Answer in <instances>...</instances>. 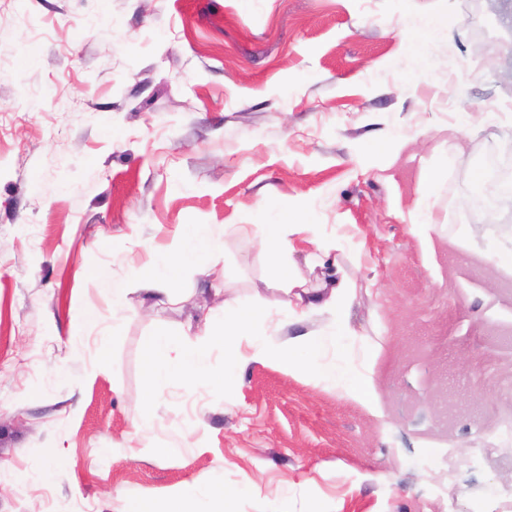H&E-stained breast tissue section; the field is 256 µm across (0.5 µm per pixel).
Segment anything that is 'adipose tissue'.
I'll list each match as a JSON object with an SVG mask.
<instances>
[{
  "label": "adipose tissue",
  "mask_w": 512,
  "mask_h": 512,
  "mask_svg": "<svg viewBox=\"0 0 512 512\" xmlns=\"http://www.w3.org/2000/svg\"><path fill=\"white\" fill-rule=\"evenodd\" d=\"M294 227L288 219L278 218L267 224L256 225L254 235L265 251L281 258L282 265L271 286L278 293L273 303L242 304L225 297L221 308L210 311L194 333L172 334L160 327L147 336L143 345V401L152 403L164 386L173 380L190 385L220 386L239 380L247 362L276 363L282 367L311 375L319 383L334 387L354 388L362 381L361 374L351 365H336L324 360L323 355L336 338L350 335L346 297L353 286L350 279L341 276L335 257L339 241H313L308 260L322 269L326 281L334 288L322 294L320 288L309 286L290 258L294 246L289 238ZM215 237L207 226L195 225L186 233L172 253L154 255L150 264L132 281H114L100 277L99 282L108 294L113 309L125 308L130 295H138L141 305L153 307L172 303L177 299L175 284L184 271L200 267L204 257L217 252ZM328 312L332 317L329 332L294 336L284 343L254 334L253 329L267 321L272 313H280L291 323L316 312ZM246 341L248 356H228L222 372H214L208 352L211 346L229 345ZM307 352L308 361L298 359V352ZM209 499L218 512H230L232 497L223 486L216 485L207 492H199L183 485L177 488L164 504L143 497L127 501L122 512H200L202 499Z\"/></svg>",
  "instance_id": "ef3b65f1"
}]
</instances>
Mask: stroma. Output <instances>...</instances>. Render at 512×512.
Wrapping results in <instances>:
<instances>
[{
    "label": "stroma",
    "mask_w": 512,
    "mask_h": 512,
    "mask_svg": "<svg viewBox=\"0 0 512 512\" xmlns=\"http://www.w3.org/2000/svg\"><path fill=\"white\" fill-rule=\"evenodd\" d=\"M426 12L436 35L405 29ZM504 105L512 0H0V512L219 478L260 487L235 512L271 490L293 512H512V284L489 251L512 195L474 179L512 157ZM281 210L343 241L335 357L361 391L252 362L231 387L170 383L136 433L146 336L195 325L203 286L271 298L242 227ZM190 224L222 248L177 303L113 312L98 273L135 276ZM83 304L99 326L76 328Z\"/></svg>",
    "instance_id": "35a3bbf8"
}]
</instances>
